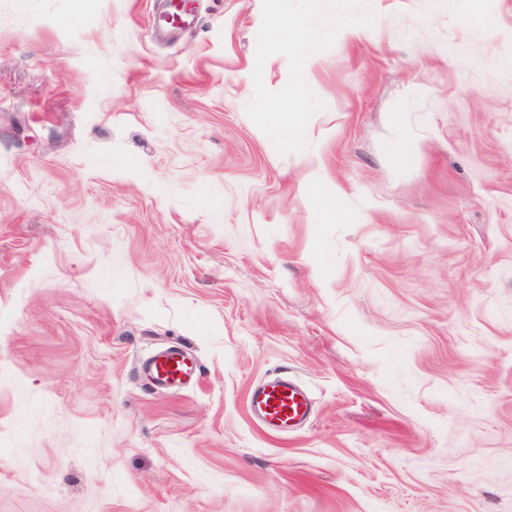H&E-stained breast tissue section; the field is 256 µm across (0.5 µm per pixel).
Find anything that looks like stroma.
<instances>
[{"label":"stroma","mask_w":512,"mask_h":512,"mask_svg":"<svg viewBox=\"0 0 512 512\" xmlns=\"http://www.w3.org/2000/svg\"><path fill=\"white\" fill-rule=\"evenodd\" d=\"M196 2L0 0V512H512V0ZM166 8L154 13L152 29L154 35L178 33L190 29L195 24L193 4L195 0H163ZM142 368L157 388L178 389L193 379L196 363L187 352L169 348L153 355ZM311 403L293 381L280 379L253 387L248 394L250 415L264 426L288 431L305 422Z\"/></svg>","instance_id":"obj_1"}]
</instances>
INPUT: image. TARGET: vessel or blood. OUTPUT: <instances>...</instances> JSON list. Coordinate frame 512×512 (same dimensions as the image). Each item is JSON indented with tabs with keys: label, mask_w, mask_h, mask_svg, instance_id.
I'll return each mask as SVG.
<instances>
[{
	"label": "vessel or blood",
	"mask_w": 512,
	"mask_h": 512,
	"mask_svg": "<svg viewBox=\"0 0 512 512\" xmlns=\"http://www.w3.org/2000/svg\"><path fill=\"white\" fill-rule=\"evenodd\" d=\"M166 7L152 17L154 34L178 33L195 23V0H164ZM151 382L161 389H178L188 384L196 372V363L187 352L169 348L153 355L143 365ZM311 403L293 381L280 379L253 387L248 394L250 415L264 426L288 431L305 422Z\"/></svg>",
	"instance_id": "1"
}]
</instances>
